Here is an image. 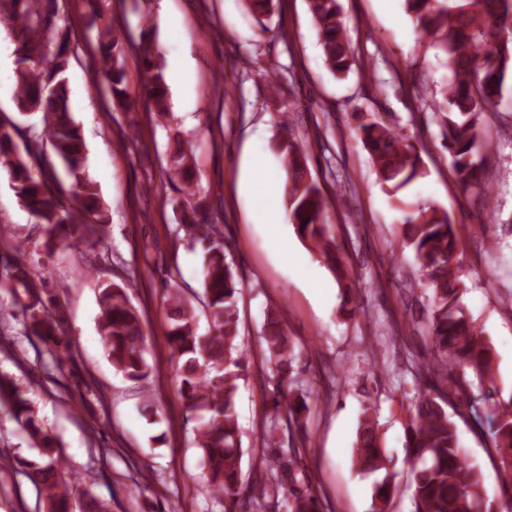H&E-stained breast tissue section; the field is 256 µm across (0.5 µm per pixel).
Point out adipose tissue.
Masks as SVG:
<instances>
[{"label": "adipose tissue", "instance_id": "obj_1", "mask_svg": "<svg viewBox=\"0 0 512 512\" xmlns=\"http://www.w3.org/2000/svg\"><path fill=\"white\" fill-rule=\"evenodd\" d=\"M251 177H248L242 190L247 196L253 215L265 223L270 224L271 235L277 236L278 245L283 255L290 263H297L298 256L290 248L287 240L278 236V208L279 202L287 189L288 178L285 171L270 170L265 165L261 146H254L250 157Z\"/></svg>", "mask_w": 512, "mask_h": 512}]
</instances>
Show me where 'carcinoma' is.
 <instances>
[{"label": "carcinoma", "instance_id": "obj_1", "mask_svg": "<svg viewBox=\"0 0 512 512\" xmlns=\"http://www.w3.org/2000/svg\"><path fill=\"white\" fill-rule=\"evenodd\" d=\"M260 22L273 11V0H247ZM419 39L442 52L450 72L433 101L434 116L441 129V145L447 152L458 183L489 195L483 169L476 157L488 149L480 139L482 116L504 96L512 76V35L503 31L512 25V0H405ZM324 63L335 75L351 70L353 54L345 37L339 0H307ZM0 26L14 44L15 105L22 115H35V122L21 124L0 117V168L9 176L16 196L35 218L48 227L47 243L78 240L90 247L103 242L86 233L109 224L97 184L87 170V146L68 105L65 72L68 67V35L60 34L43 0H0ZM98 68L112 104L126 109L128 98L123 64V42L108 23L96 25ZM141 64L149 73L143 88L155 112H169V86L163 55L154 42L150 22H145L138 44ZM381 180L394 192L423 176L421 151L381 120L357 126ZM51 148L64 165L72 184L69 190L52 185V171L45 158ZM282 164L289 178L286 208L300 239L311 245L337 279L348 277L340 247L330 232L327 206L308 165L307 149L292 138L279 143ZM168 175L194 192V149L178 141L170 153ZM203 203L180 216L183 230L204 251L202 269L203 314L208 328L199 332L193 304L172 290L166 299L170 322L168 342L176 358L178 391L187 410L203 412L206 421L194 429L195 445L202 454L204 481L224 512H238L245 488L272 510L279 507V468L288 458L301 455L294 441L243 474V451L236 410L239 381L246 378L250 353L239 344L238 299L242 287L233 272L234 260L218 224L196 220ZM403 244L414 255L420 281L431 291L427 338L431 362L424 370L425 389L411 402L413 415L406 441L411 463L413 512H512V407L504 409L494 399L492 348L472 324L460 303L458 238L448 213L424 202L404 218ZM0 288L25 314L28 332L38 337L48 354L63 359L59 346L64 331L45 305L43 279L35 269L20 262L0 274ZM98 329L112 367L132 381L147 376L144 331L140 312L127 288L109 284L98 293ZM262 336L266 353L258 373L275 370L273 410L264 426L266 446L278 444L284 430H303L301 416L309 411V395L297 385L290 367L294 345L284 325L273 312L267 314ZM483 409L494 448L500 458L501 501L489 499L479 469L463 454L458 428L448 410ZM0 408L9 412L27 435L37 455L20 459L17 466L43 492L48 512H106L93 496L76 499L66 472L72 466L59 442L34 414L28 391L11 377L0 375ZM354 466L361 475L384 472L376 483L378 500L389 502L394 473L379 441L377 423L364 409L354 448ZM292 512H318L317 497L308 488L296 497Z\"/></svg>", "mask_w": 512, "mask_h": 512}]
</instances>
